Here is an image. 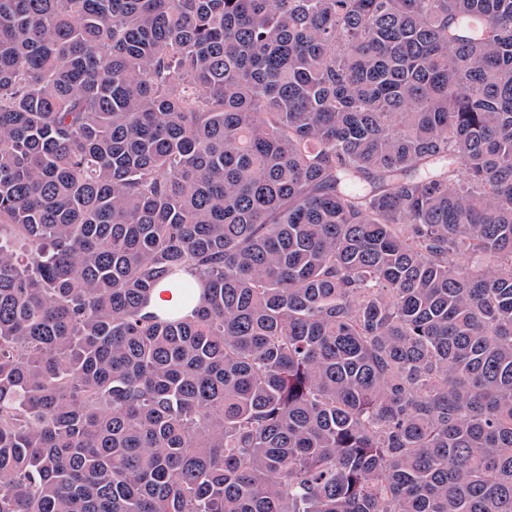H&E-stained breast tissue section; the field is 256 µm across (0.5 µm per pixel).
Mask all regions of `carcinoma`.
Returning <instances> with one entry per match:
<instances>
[{
    "label": "carcinoma",
    "mask_w": 512,
    "mask_h": 512,
    "mask_svg": "<svg viewBox=\"0 0 512 512\" xmlns=\"http://www.w3.org/2000/svg\"><path fill=\"white\" fill-rule=\"evenodd\" d=\"M0 512H512V0H0ZM180 307V296L177 281L164 280L159 283L151 294L149 309L155 312H167Z\"/></svg>",
    "instance_id": "cac0c4a2"
}]
</instances>
